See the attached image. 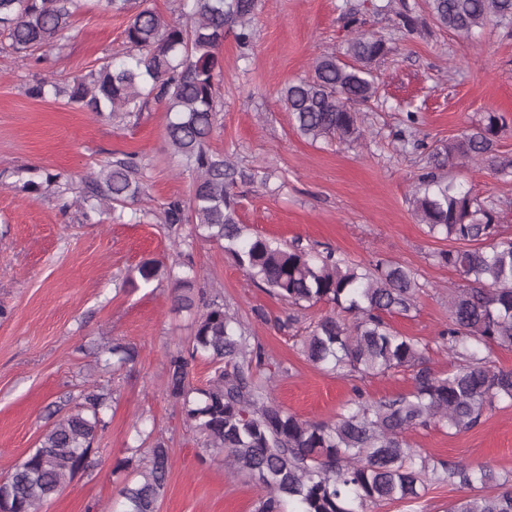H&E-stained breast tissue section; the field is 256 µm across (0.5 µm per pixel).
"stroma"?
Masks as SVG:
<instances>
[{"instance_id":"stroma-1","label":"stroma","mask_w":512,"mask_h":512,"mask_svg":"<svg viewBox=\"0 0 512 512\" xmlns=\"http://www.w3.org/2000/svg\"><path fill=\"white\" fill-rule=\"evenodd\" d=\"M383 2L262 0L251 47L240 48L234 32L224 36L222 106L210 147L239 167L268 174L266 185L240 189V221L251 231L328 245L355 263L379 257L413 269L424 285L417 306L390 322L418 338L430 366L444 372L450 360L436 337L448 322V293L460 279L433 255L455 243L431 237L414 213L412 192L426 157L404 144L405 118L417 113V138L436 146L486 113H498L504 120L498 153L512 159V29L491 22L459 38L433 23L424 0H393L397 7L408 4L416 17L409 32L380 12ZM351 8L361 30L384 37L394 52L374 68L379 97L359 110L361 140L313 143L295 131L279 91L310 75L317 56L344 55ZM127 20L123 12L78 11L61 46L39 50L36 63L0 48V477L37 446L50 406L95 382L116 400L100 463L76 475L40 512H110L125 478L114 466L127 457L139 421L153 427L171 453L159 512H256L263 486L228 472L223 457L206 455L166 394L164 352L188 339L191 315L174 311L172 281L134 288L124 283L129 269L147 259L191 262L203 287L220 294L283 363L273 396L301 418H334L356 386L373 399L406 392L410 374L357 385L315 367L301 347L318 309L291 312L248 280L222 248L197 237L192 225L165 223L162 203L188 198L191 177L167 147L163 107L119 122L85 112L66 93L73 77L124 51ZM44 76L58 83L60 94L30 97L29 85ZM129 153L143 166L145 192L132 206L135 221L122 223L82 204L80 191L90 172ZM55 174L70 184L68 193L50 183ZM450 177L478 199L497 201L507 214L501 230L512 236V181L477 164ZM28 180L35 191L23 190ZM291 313L297 317L292 328H273V319ZM115 339L137 346V362L101 371L95 351ZM406 439L435 461H486L512 471V406L468 432L431 425ZM466 494V488L430 482L420 499L378 512H446Z\"/></svg>"}]
</instances>
